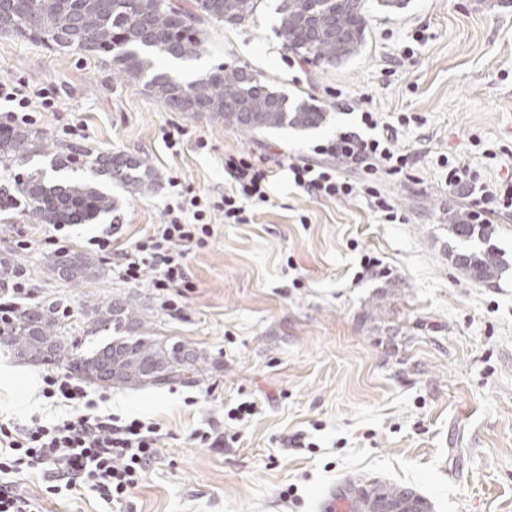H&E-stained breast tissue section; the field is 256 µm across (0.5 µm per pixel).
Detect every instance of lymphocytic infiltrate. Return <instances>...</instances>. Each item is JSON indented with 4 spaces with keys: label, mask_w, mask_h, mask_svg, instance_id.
<instances>
[{
    "label": "lymphocytic infiltrate",
    "mask_w": 512,
    "mask_h": 512,
    "mask_svg": "<svg viewBox=\"0 0 512 512\" xmlns=\"http://www.w3.org/2000/svg\"><path fill=\"white\" fill-rule=\"evenodd\" d=\"M360 119L364 132L337 131L314 147L313 159L289 162L288 177L308 195L325 200L363 194L386 222L403 223L402 213L381 182L403 175L408 157L393 147L397 136L393 126L380 124L376 113L367 108L361 109ZM224 170L232 183L218 201L191 197L188 205L168 210L165 222L155 225L132 249H113L108 235L93 239V246L109 254L127 283H139L145 270H153V288L170 293L166 305L177 309L175 294L190 285L186 252L210 234L208 210L221 212L225 223L244 224L248 205L268 200L272 171L265 159L230 154L224 158ZM448 184L466 189L472 223H487L490 215L512 209V182H481L469 167L452 163ZM41 395L64 401L70 412L49 422L0 423V512H38L34 502L18 491L16 479L47 466L52 469L50 494L85 485L105 503L126 502L156 457L161 438L157 423L97 413L85 387L69 377H45Z\"/></svg>",
    "instance_id": "1"
}]
</instances>
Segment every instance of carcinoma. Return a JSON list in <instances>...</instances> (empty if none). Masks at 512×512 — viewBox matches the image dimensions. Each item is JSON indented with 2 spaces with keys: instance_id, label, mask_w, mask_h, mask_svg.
Instances as JSON below:
<instances>
[{
  "instance_id": "carcinoma-1",
  "label": "carcinoma",
  "mask_w": 512,
  "mask_h": 512,
  "mask_svg": "<svg viewBox=\"0 0 512 512\" xmlns=\"http://www.w3.org/2000/svg\"><path fill=\"white\" fill-rule=\"evenodd\" d=\"M258 0H173L163 11L152 10V0H112L102 7L96 0H0V32L48 46L69 47L90 35L93 55L111 57L119 77L152 74L149 86L170 109L178 112H207L224 124L244 132L280 128H317L325 113L304 102L293 109L274 106L266 84L245 86L242 67L221 63L201 78L185 82L155 70L154 57L194 59L205 47L204 26L234 27L250 20ZM280 34L288 48L312 56L328 66L340 64L358 52L367 38L366 0H281ZM43 145L37 131L23 126L0 125V163L26 162L34 148ZM85 158L93 176L112 175L133 189L149 186V172L124 155L93 154L72 146L52 166L61 171L72 157ZM23 199V216L30 224H90L112 211V195L90 181L47 185L34 173L15 183ZM448 230L459 243L478 241L480 249H447L451 262L470 281L485 283L505 268L503 256L489 244L493 229L472 224L468 213L449 214ZM52 274L70 281L94 274L92 264L79 253L64 251L50 263ZM92 323L97 327L143 326L145 317L130 301H110L94 306ZM66 315L59 304H33L17 311L13 320L0 328V339L17 358L46 365L62 364L73 375L102 388L167 384L197 370L200 356L191 350L169 345L152 336H122L86 355L78 344L62 335ZM349 512H377L382 502L406 512H432L431 503L416 492L393 484L370 487L348 486Z\"/></svg>"
}]
</instances>
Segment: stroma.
I'll return each mask as SVG.
<instances>
[{
  "mask_svg": "<svg viewBox=\"0 0 512 512\" xmlns=\"http://www.w3.org/2000/svg\"><path fill=\"white\" fill-rule=\"evenodd\" d=\"M279 4L261 0L244 24L209 28L198 58L155 66L186 81L221 62L248 66L288 101L325 110L317 128L247 134L171 110L144 82L117 78L104 57L0 34V81L45 89L54 102L31 111L47 149L0 165L1 188L34 172L54 179L52 159L74 143L136 157L156 176L138 192L109 183L112 211L64 229L62 246L101 267L78 283L48 272L46 225L0 207V260L26 270L30 288L18 305L63 303L67 336L90 352L129 330L88 325L85 311L131 300L147 319L144 335L204 357L190 382L87 384L98 412L158 424L156 459L118 511L88 489L52 496L40 473L21 475L44 512H346L353 479L414 489L433 512H512V211L493 219L502 274L470 282L444 251L448 211L469 200L449 188L443 165L448 158L492 181L512 172V0H404L391 12L367 0L360 51L300 70L288 66ZM407 46L413 57L389 71ZM338 89L397 127L396 149L415 153L412 178L388 186L406 223H385L363 196L317 199L289 181V160L357 125V115L330 107ZM77 120L78 139L65 132ZM176 127L184 135L171 150L165 136ZM240 152L268 159L270 200L245 224L209 212L211 234L186 258L193 286L179 311L164 305L152 273L127 284L90 247L106 231L113 246H133L182 198L219 196L230 183L224 157ZM22 236L32 248H17ZM1 366L13 373L0 377V421L66 413L39 392L65 367L20 361L0 345ZM245 401L255 414L232 419ZM198 429L223 432L224 444L191 440Z\"/></svg>",
  "mask_w": 512,
  "mask_h": 512,
  "instance_id": "35a3bbf8",
  "label": "stroma"
}]
</instances>
